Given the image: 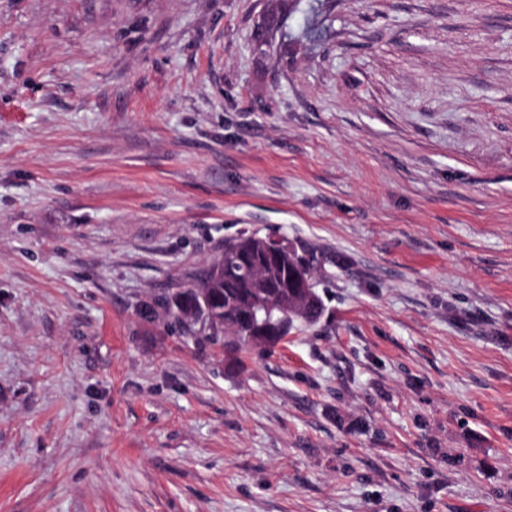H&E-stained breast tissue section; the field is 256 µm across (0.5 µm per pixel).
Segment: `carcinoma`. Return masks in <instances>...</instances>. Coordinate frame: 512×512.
I'll list each match as a JSON object with an SVG mask.
<instances>
[{
    "mask_svg": "<svg viewBox=\"0 0 512 512\" xmlns=\"http://www.w3.org/2000/svg\"><path fill=\"white\" fill-rule=\"evenodd\" d=\"M260 244L256 232L226 239L202 286L176 300L175 318L203 321L212 335H224L230 354L256 346L270 350L295 324L311 327L322 315L314 264L296 250L271 256Z\"/></svg>",
    "mask_w": 512,
    "mask_h": 512,
    "instance_id": "1",
    "label": "carcinoma"
}]
</instances>
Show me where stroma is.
Wrapping results in <instances>:
<instances>
[{
    "label": "stroma",
    "instance_id": "stroma-1",
    "mask_svg": "<svg viewBox=\"0 0 512 512\" xmlns=\"http://www.w3.org/2000/svg\"><path fill=\"white\" fill-rule=\"evenodd\" d=\"M0 0V512H512V0ZM318 324L167 312L242 230Z\"/></svg>",
    "mask_w": 512,
    "mask_h": 512
}]
</instances>
